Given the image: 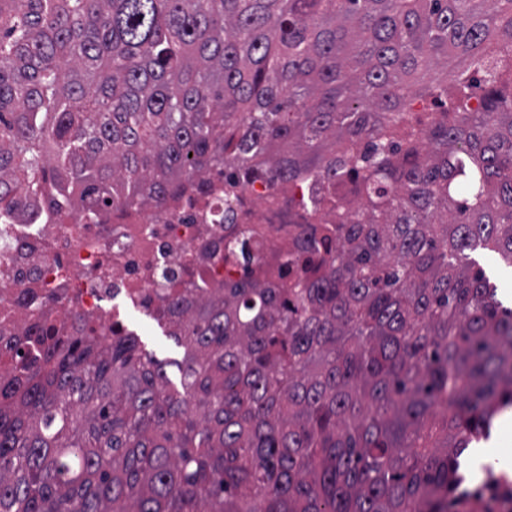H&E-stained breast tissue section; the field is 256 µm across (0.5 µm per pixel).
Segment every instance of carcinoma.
Masks as SVG:
<instances>
[{
	"label": "carcinoma",
	"instance_id": "cac0c4a2",
	"mask_svg": "<svg viewBox=\"0 0 512 512\" xmlns=\"http://www.w3.org/2000/svg\"><path fill=\"white\" fill-rule=\"evenodd\" d=\"M220 162L357 198L305 276L172 302L177 385L135 336L28 330L0 512H448L512 406V308L467 260L512 264V0H0V219L160 205Z\"/></svg>",
	"mask_w": 512,
	"mask_h": 512
}]
</instances>
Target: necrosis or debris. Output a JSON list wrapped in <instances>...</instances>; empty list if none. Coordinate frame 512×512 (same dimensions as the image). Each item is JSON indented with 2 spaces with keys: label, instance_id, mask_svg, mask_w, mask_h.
Instances as JSON below:
<instances>
[{
  "label": "necrosis or debris",
  "instance_id": "obj_1",
  "mask_svg": "<svg viewBox=\"0 0 512 512\" xmlns=\"http://www.w3.org/2000/svg\"><path fill=\"white\" fill-rule=\"evenodd\" d=\"M302 186L264 182L242 187L217 173L204 192L166 204H141L89 222L0 225V375L12 368L6 342L33 326L55 336L131 335L129 314L170 325L168 302L205 296L230 281L277 280L294 259L309 223L332 222L311 211ZM233 206L237 219L224 220ZM250 243L249 256L224 260V246ZM487 512H512V469H485L469 491Z\"/></svg>",
  "mask_w": 512,
  "mask_h": 512
}]
</instances>
